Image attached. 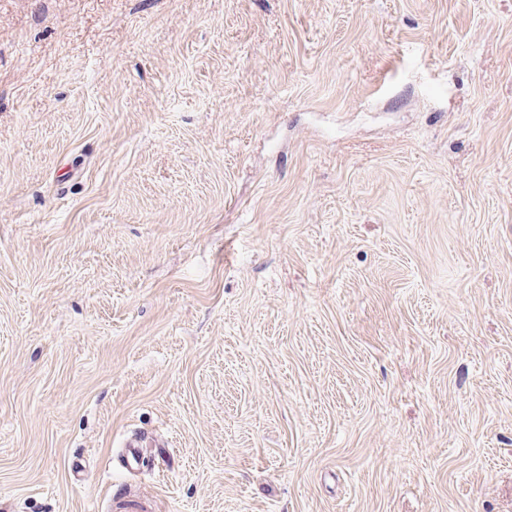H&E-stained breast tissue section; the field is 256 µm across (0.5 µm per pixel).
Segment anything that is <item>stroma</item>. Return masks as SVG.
<instances>
[{
    "mask_svg": "<svg viewBox=\"0 0 512 512\" xmlns=\"http://www.w3.org/2000/svg\"><path fill=\"white\" fill-rule=\"evenodd\" d=\"M130 489L512 512V0H0V512Z\"/></svg>",
    "mask_w": 512,
    "mask_h": 512,
    "instance_id": "1",
    "label": "stroma"
}]
</instances>
